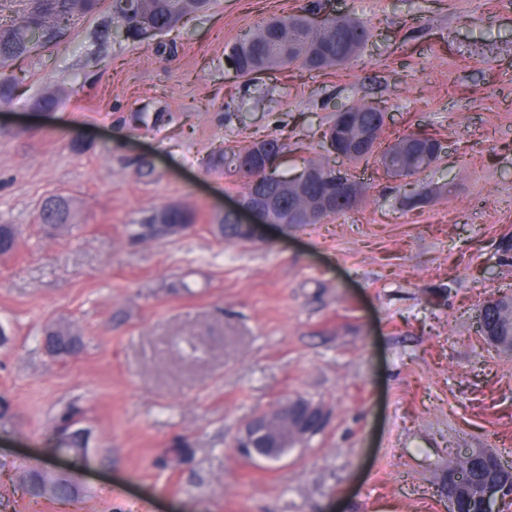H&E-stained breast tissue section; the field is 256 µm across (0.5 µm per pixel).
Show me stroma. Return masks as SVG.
<instances>
[{"mask_svg": "<svg viewBox=\"0 0 512 512\" xmlns=\"http://www.w3.org/2000/svg\"><path fill=\"white\" fill-rule=\"evenodd\" d=\"M305 2L217 0L163 51L95 42L87 16L19 62L0 105V224L18 230L0 255L4 512H448L450 459L512 464V353L476 319L512 295V0H322L370 27L366 67H229L241 30ZM359 101L391 115L380 145L426 133L438 161L398 181L328 153L336 110ZM271 135L282 173L329 164L361 200L226 242L214 226L245 181L223 150ZM54 196L70 219L49 235ZM170 206L192 230L148 227ZM49 326L80 353L47 354ZM298 397L324 407L321 430L275 461L237 453L249 419ZM71 408L78 461L51 453ZM32 468L84 492L31 497Z\"/></svg>", "mask_w": 512, "mask_h": 512, "instance_id": "obj_1", "label": "stroma"}]
</instances>
